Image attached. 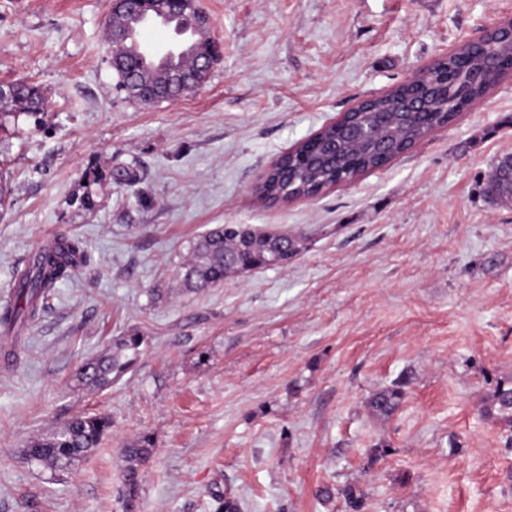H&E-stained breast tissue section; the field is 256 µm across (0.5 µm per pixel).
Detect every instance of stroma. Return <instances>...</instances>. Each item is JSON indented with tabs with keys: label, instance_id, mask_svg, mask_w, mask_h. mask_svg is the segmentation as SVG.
<instances>
[{
	"label": "stroma",
	"instance_id": "stroma-1",
	"mask_svg": "<svg viewBox=\"0 0 512 512\" xmlns=\"http://www.w3.org/2000/svg\"><path fill=\"white\" fill-rule=\"evenodd\" d=\"M218 57L203 86L143 104L117 86L112 0H0V83L45 99L0 130V306L37 244L80 234L85 264L0 334V512H124L122 450L149 438L138 512H512V201L484 192L512 153V72L386 167L264 204L271 164L512 17V0H199ZM134 172V185L114 173ZM218 224L298 242L285 266L203 293L176 273ZM144 342L110 387L73 374L113 337ZM397 386L387 418L368 400ZM107 415L54 471L24 448ZM496 411L502 423L512 430V385L501 384L494 390L487 414Z\"/></svg>",
	"mask_w": 512,
	"mask_h": 512
}]
</instances>
